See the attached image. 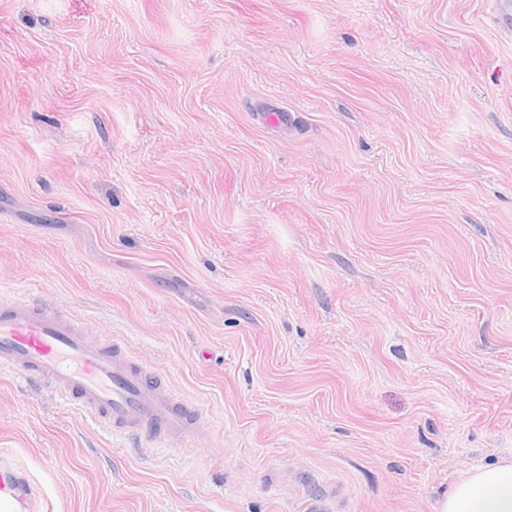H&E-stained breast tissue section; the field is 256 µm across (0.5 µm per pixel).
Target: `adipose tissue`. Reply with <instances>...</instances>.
<instances>
[{
    "label": "adipose tissue",
    "mask_w": 512,
    "mask_h": 512,
    "mask_svg": "<svg viewBox=\"0 0 512 512\" xmlns=\"http://www.w3.org/2000/svg\"><path fill=\"white\" fill-rule=\"evenodd\" d=\"M438 512H512V464L476 468L440 500Z\"/></svg>",
    "instance_id": "1"
}]
</instances>
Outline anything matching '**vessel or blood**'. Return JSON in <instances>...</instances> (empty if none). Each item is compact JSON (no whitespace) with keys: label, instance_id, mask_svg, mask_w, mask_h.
Masks as SVG:
<instances>
[{"label":"vessel or blood","instance_id":"obj_1","mask_svg":"<svg viewBox=\"0 0 512 512\" xmlns=\"http://www.w3.org/2000/svg\"><path fill=\"white\" fill-rule=\"evenodd\" d=\"M0 367L52 388L66 405L116 434L172 438L202 417L160 374L136 363L126 346L89 340L80 320L34 299L8 300L1 290ZM38 508L27 482L0 457V512Z\"/></svg>","mask_w":512,"mask_h":512}]
</instances>
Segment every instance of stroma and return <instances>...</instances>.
<instances>
[{
	"instance_id": "obj_1",
	"label": "stroma",
	"mask_w": 512,
	"mask_h": 512,
	"mask_svg": "<svg viewBox=\"0 0 512 512\" xmlns=\"http://www.w3.org/2000/svg\"><path fill=\"white\" fill-rule=\"evenodd\" d=\"M493 0H0V286L200 404L163 447L0 368L44 512H437L512 463Z\"/></svg>"
}]
</instances>
